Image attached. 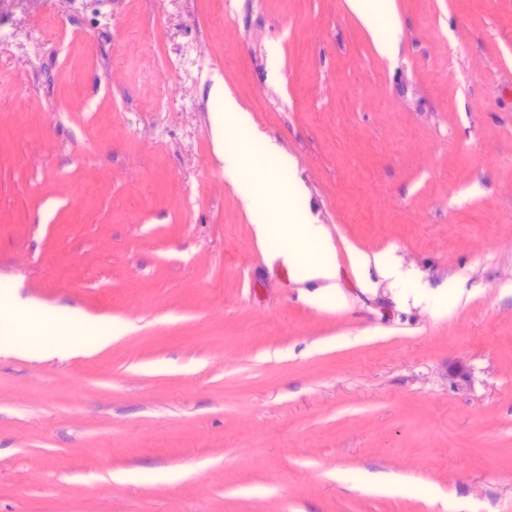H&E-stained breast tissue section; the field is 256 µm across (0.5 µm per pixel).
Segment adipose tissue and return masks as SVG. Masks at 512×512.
Masks as SVG:
<instances>
[{
    "instance_id": "ef3b65f1",
    "label": "adipose tissue",
    "mask_w": 512,
    "mask_h": 512,
    "mask_svg": "<svg viewBox=\"0 0 512 512\" xmlns=\"http://www.w3.org/2000/svg\"><path fill=\"white\" fill-rule=\"evenodd\" d=\"M349 3L375 35L380 52L386 56L393 55L396 42L392 32L397 23L389 18V0H349ZM223 104V111L212 115L215 133L224 137L229 130L236 129L242 132L244 142L243 148L225 149V162L238 171L247 166L255 169L270 168L277 175L275 182L263 186L256 185L251 180L245 181L242 192L249 221L254 225L258 238L271 247H278L285 232L283 225L271 220L270 200L284 196L294 202L303 198L304 189L294 176V162L260 136L253 128L249 114L240 108L231 94H224ZM294 216L301 225L303 236L313 248L312 254L295 262L298 280L332 279L335 275V264L328 250L322 226L315 224L308 211L296 210Z\"/></svg>"
}]
</instances>
